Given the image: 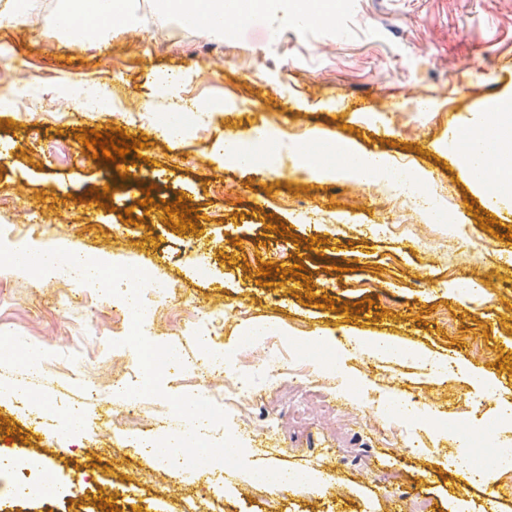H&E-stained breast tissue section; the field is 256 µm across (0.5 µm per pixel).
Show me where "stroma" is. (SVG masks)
<instances>
[{"instance_id": "1", "label": "stroma", "mask_w": 512, "mask_h": 512, "mask_svg": "<svg viewBox=\"0 0 512 512\" xmlns=\"http://www.w3.org/2000/svg\"><path fill=\"white\" fill-rule=\"evenodd\" d=\"M296 8L290 0L253 13L220 37L158 11L155 0H133L127 30L102 44L61 38L53 9L38 27L25 20L0 27V79L32 97L20 108L0 101V197L11 201L0 208V242L63 240L79 255L151 263L176 300L145 337L189 355L196 343L185 323L198 309L221 312L213 341L227 350L254 321L286 324L282 342L292 355L296 336L332 331L335 377L319 365L311 382L283 377L263 386L242 447L249 467L288 472L320 468L331 455L340 488L314 502L302 490L244 487L238 469L217 484L168 483L152 457L123 439L178 434L179 424L158 426L155 413L169 409L172 396L222 394L223 377L170 367L164 397L113 418L123 401L113 371L142 381L127 347L113 344L116 303L69 275L44 283L0 274V342L39 351L43 399L88 418L79 437L64 436L39 408L0 400V453L48 459L55 470L51 490L30 501L13 499L9 477L0 476V512H98L102 497L115 512H183L189 497L221 499L224 512H416L423 500L428 512H480L492 501L478 473L450 457L459 425L498 423L512 445V424L498 422L500 399L512 395V370L500 365L512 361V264L504 260L512 254V208L474 190L457 152L472 112L501 108L512 96V70L497 65L512 54V0H342L334 18L304 28L293 20ZM466 62L480 77L463 70ZM46 74L53 82L45 88ZM87 84L106 87L110 110H81L73 88ZM180 97L212 110L202 126L172 139L163 121ZM408 100L417 111H401ZM261 121L288 134L318 129L326 143L352 142L429 170L459 235L418 215L405 226L419 243L376 233L399 214L377 208L370 187L308 180L279 150L262 169L222 164L225 136ZM118 128L140 133L147 146L116 174L78 135ZM104 188L106 209L93 202ZM146 194L152 203L140 206ZM177 200L194 209L193 228L167 225L165 208ZM485 217L493 221L487 230ZM266 263L275 267L267 277ZM300 265L304 278L285 287L283 272ZM477 272L485 276L480 295L467 286ZM327 298L332 307H323ZM359 331L437 356L455 353L468 370L496 369L498 386L478 390L466 373L442 383L411 358L379 369L367 356L342 359L341 341ZM398 378L430 409L408 421L393 416L403 430L386 440L380 410ZM267 417L276 420L270 433L262 428ZM414 446L424 455L411 454ZM78 474L90 486L81 502L64 495Z\"/></svg>"}]
</instances>
